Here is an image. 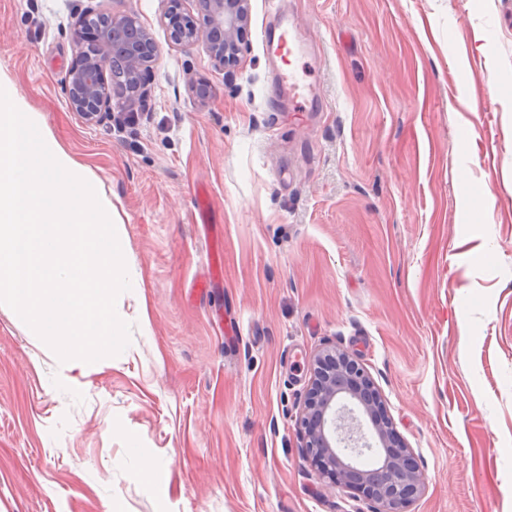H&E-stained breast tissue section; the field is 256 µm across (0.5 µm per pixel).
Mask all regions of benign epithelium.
Wrapping results in <instances>:
<instances>
[{"instance_id": "1", "label": "benign epithelium", "mask_w": 512, "mask_h": 512, "mask_svg": "<svg viewBox=\"0 0 512 512\" xmlns=\"http://www.w3.org/2000/svg\"><path fill=\"white\" fill-rule=\"evenodd\" d=\"M164 23L170 39L185 47L205 46L224 78L235 75L243 51V32L249 20V0H196V11L185 0H165ZM103 13L90 8L72 28L76 48L65 95L72 111L95 120L112 107L106 75L122 59L136 82L135 95L147 92L145 75L156 60L158 47L134 17L109 11V26L92 24ZM310 384L297 426L302 458L334 485L358 492L371 503V512H409L425 487L426 476L414 454L395 443V432L377 420L383 408L381 393L365 369L345 351L323 350L309 361ZM374 426L381 451L375 469L362 470L358 456L372 447L361 430L357 412Z\"/></svg>"}]
</instances>
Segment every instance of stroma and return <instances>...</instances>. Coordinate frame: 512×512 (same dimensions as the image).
I'll return each mask as SVG.
<instances>
[{"label": "stroma", "mask_w": 512, "mask_h": 512, "mask_svg": "<svg viewBox=\"0 0 512 512\" xmlns=\"http://www.w3.org/2000/svg\"><path fill=\"white\" fill-rule=\"evenodd\" d=\"M90 7L158 46L137 125L68 105ZM163 8L0 0V74L111 206L132 325L81 374L0 305V512H369L301 456L325 347L363 365L424 470L411 512H512V0H251L229 82ZM279 10L326 109L286 105L262 44Z\"/></svg>", "instance_id": "stroma-1"}]
</instances>
